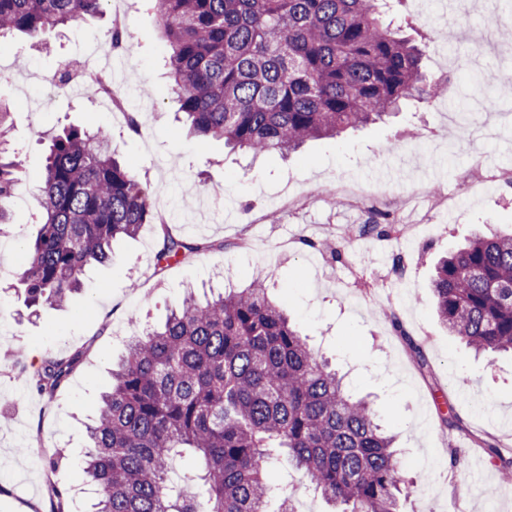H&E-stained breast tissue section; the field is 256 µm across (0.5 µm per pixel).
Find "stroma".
I'll return each mask as SVG.
<instances>
[{
    "instance_id": "35a3bbf8",
    "label": "stroma",
    "mask_w": 512,
    "mask_h": 512,
    "mask_svg": "<svg viewBox=\"0 0 512 512\" xmlns=\"http://www.w3.org/2000/svg\"><path fill=\"white\" fill-rule=\"evenodd\" d=\"M409 15L420 25L429 75L442 72L445 57L468 58L473 37L488 30L503 47L481 69L456 75L455 94L336 138L307 142L289 157L258 159L231 152L223 141L198 150L174 116L165 75V47L146 0H135L130 32L139 45L127 106L141 111L144 132L129 136L123 113L100 107L87 91L60 96L51 110L39 106L36 86L22 87L28 73L53 74L60 59L86 58L107 34L104 14L46 32L42 45L0 41V100L14 107L11 146L18 160L20 192L11 212L13 235L0 240V512H50L53 488L65 490L66 512H89L84 430L111 381L112 363L134 332L162 323L188 289L222 291L264 282L272 299L299 325L309 343L332 357L350 392L378 410L396 435L398 457L417 483L403 512H512V483L501 475L476 439L496 438L512 454V357L495 363L475 355L449 335L435 313L430 281L437 260L480 229L512 231V184L487 182L458 192L460 177L480 166L512 169V122L498 137L470 142L449 124V113L472 112L476 101L494 98L512 109V0H403L389 21ZM454 28L453 42L443 38ZM490 82L476 87V73ZM105 126L122 161L147 186L162 215H174L177 231L213 242L212 250L155 274L158 228L141 227L119 241L110 263L83 278L78 299L64 307H25L17 277L21 251L37 235L36 195L46 174L45 131L64 126ZM391 187L395 197L413 186L458 194L431 230L414 241L353 237L354 225L374 220L413 223L422 202L396 209L377 202L374 212L354 211L339 184ZM340 245L342 263L317 249ZM396 314L419 341L428 362L419 368L388 319ZM80 353L68 384L54 396L32 379L45 358ZM449 402L465 426L443 433L438 406ZM459 449L457 459L449 446Z\"/></svg>"
}]
</instances>
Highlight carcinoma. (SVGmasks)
Masks as SVG:
<instances>
[{"label":"carcinoma","mask_w":512,"mask_h":512,"mask_svg":"<svg viewBox=\"0 0 512 512\" xmlns=\"http://www.w3.org/2000/svg\"><path fill=\"white\" fill-rule=\"evenodd\" d=\"M107 0H0V38L32 40L105 11ZM383 0H150L167 46L177 113L197 144L222 140L254 154L287 155L440 97L423 70L424 44L380 17ZM112 49L134 53L129 31ZM0 101V238L20 191ZM111 132L71 126L49 139L38 195L40 230L18 279L31 305L75 301L113 242L160 226L155 273L212 248L173 233L134 171L112 153ZM441 323L488 355L512 353V234H476L435 267ZM77 357L45 359L35 378L53 396ZM92 512H270L282 460L337 512H400L414 482L393 437L346 390L285 311L255 282L215 297L189 296L165 323L132 336L86 428ZM478 444L512 477L497 441Z\"/></svg>","instance_id":"1"}]
</instances>
